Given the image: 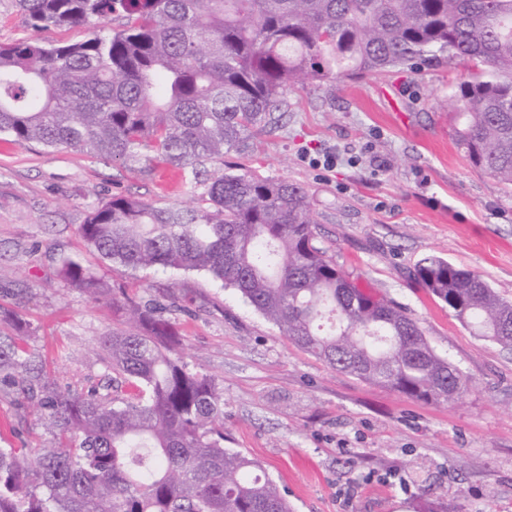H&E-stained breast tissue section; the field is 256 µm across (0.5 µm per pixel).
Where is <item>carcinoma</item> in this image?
<instances>
[{
  "label": "carcinoma",
  "mask_w": 512,
  "mask_h": 512,
  "mask_svg": "<svg viewBox=\"0 0 512 512\" xmlns=\"http://www.w3.org/2000/svg\"><path fill=\"white\" fill-rule=\"evenodd\" d=\"M34 29L90 26L83 42L0 44V134L70 147L148 174L164 162L204 187L196 208L119 196L79 233L100 259L204 272L334 370L424 403L467 387L404 308L364 292L315 246L307 190L224 170L274 122L287 88L463 67L458 144L512 187V0H16ZM126 24L109 29L106 20ZM66 285L109 296L94 269L62 260ZM418 280L476 335L512 348V302L435 255ZM100 339L105 374L62 387L0 306V390L40 411L52 441L0 448V512H292L276 482L224 447V393L179 355L174 323L147 306Z\"/></svg>",
  "instance_id": "carcinoma-1"
}]
</instances>
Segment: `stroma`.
Returning a JSON list of instances; mask_svg holds the SVG:
<instances>
[{
  "label": "stroma",
  "mask_w": 512,
  "mask_h": 512,
  "mask_svg": "<svg viewBox=\"0 0 512 512\" xmlns=\"http://www.w3.org/2000/svg\"><path fill=\"white\" fill-rule=\"evenodd\" d=\"M85 28L33 30L0 0V43L64 45ZM449 65L381 79L291 87L276 124L224 162L304 186L316 246L361 286L407 309L434 350L467 376L446 403L425 404L329 368L205 273L132 271L101 262L78 228L115 196L190 203L182 173L147 175L108 157L44 149L0 135V306L30 324L28 339L58 382L95 385L100 336L123 329L113 299L171 307L189 368L224 390L228 447L256 459L294 512H512V349L472 334L414 278L429 255L477 272L512 301V193L474 169L457 145ZM339 161L324 168L326 154ZM78 256L110 290L94 300L57 274ZM39 412L0 392V447L34 445Z\"/></svg>",
  "instance_id": "35a3bbf8"
}]
</instances>
